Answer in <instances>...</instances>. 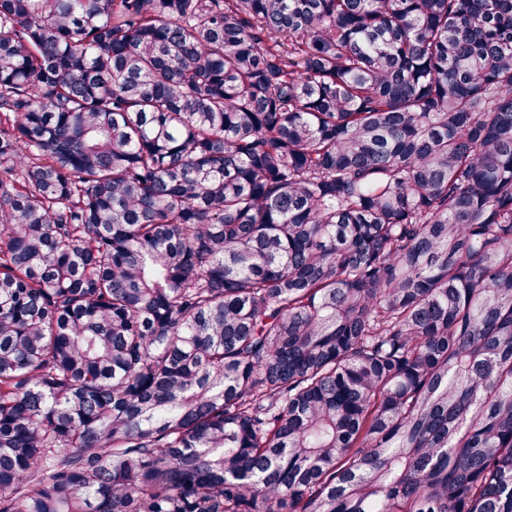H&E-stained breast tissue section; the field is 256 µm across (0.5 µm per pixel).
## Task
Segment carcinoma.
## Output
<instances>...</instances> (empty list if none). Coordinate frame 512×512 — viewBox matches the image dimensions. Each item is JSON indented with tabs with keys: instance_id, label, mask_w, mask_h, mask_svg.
<instances>
[{
	"instance_id": "obj_1",
	"label": "carcinoma",
	"mask_w": 512,
	"mask_h": 512,
	"mask_svg": "<svg viewBox=\"0 0 512 512\" xmlns=\"http://www.w3.org/2000/svg\"><path fill=\"white\" fill-rule=\"evenodd\" d=\"M0 512H512V0H0Z\"/></svg>"
}]
</instances>
